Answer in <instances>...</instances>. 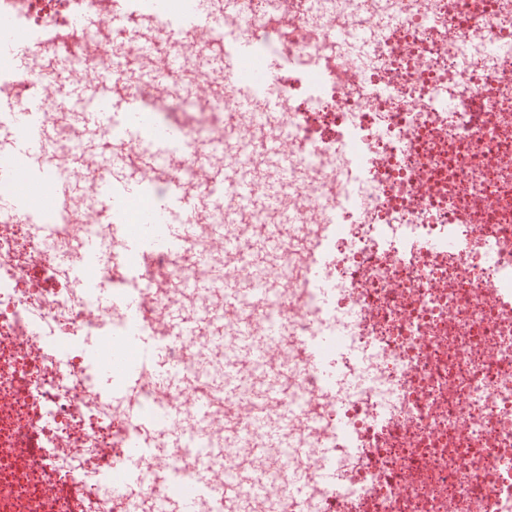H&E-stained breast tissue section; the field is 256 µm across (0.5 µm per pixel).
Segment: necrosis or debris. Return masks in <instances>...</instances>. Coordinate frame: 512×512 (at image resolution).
<instances>
[{
	"label": "necrosis or debris",
	"mask_w": 512,
	"mask_h": 512,
	"mask_svg": "<svg viewBox=\"0 0 512 512\" xmlns=\"http://www.w3.org/2000/svg\"><path fill=\"white\" fill-rule=\"evenodd\" d=\"M234 23L260 53L293 58L272 134L311 172L290 202L298 233L338 228L328 272L341 362L368 378L318 391L301 349L316 320L302 259L283 255L262 308L292 330L271 362L293 382L309 463L335 446L338 475L311 481L300 503L273 484L258 512H512V471L496 464L512 454V0H241ZM366 29L358 77L330 34ZM166 113L184 119L192 174L190 156L230 116L194 95ZM13 194L0 177V512H166L162 484H112L134 422L84 345L119 316L60 262L107 228L79 204L43 231L3 207ZM204 274L154 257L144 316L158 336L168 310L222 309L175 285Z\"/></svg>",
	"instance_id": "necrosis-or-debris-1"
}]
</instances>
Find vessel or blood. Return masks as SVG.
I'll use <instances>...</instances> for the list:
<instances>
[{
	"instance_id": "1",
	"label": "vessel or blood",
	"mask_w": 512,
	"mask_h": 512,
	"mask_svg": "<svg viewBox=\"0 0 512 512\" xmlns=\"http://www.w3.org/2000/svg\"><path fill=\"white\" fill-rule=\"evenodd\" d=\"M105 2L102 11H75L68 25L75 31L93 27L115 31L108 45V66L100 70L94 85L66 90L52 100L41 76L59 74L67 55L55 38L32 39L9 19L0 18V60L8 63L14 83L27 90L21 100L0 97V114L6 115L10 131L0 151L13 161L16 193L12 204L54 221L68 217L75 200L84 196L70 175L82 164L83 156L72 154L61 161L53 158L52 135L44 122L46 110L60 113L90 140L100 136L105 124L117 123L119 135L107 154L110 172L98 180L92 196L84 197L110 229L112 268L124 277V284L116 286L98 276L97 240L84 238L76 246L81 283L99 302L111 304L124 325L121 335L97 338L100 368L115 384L120 398H134L148 383L161 390H190L201 382L207 386L206 394L189 408H169L164 419L150 411L138 412L139 435L130 442L118 475L129 482L144 477L146 464L155 453L147 440L151 432L167 431L178 446L193 435L208 438L215 404L221 401L229 408L224 415V440L191 449L194 473L172 486L167 512H197L204 501L215 504L219 512H246L249 501L263 500L269 490L267 478L251 468V461L266 458L279 448L295 457L305 454L292 436L293 416L286 409L293 398L291 383L269 365L270 348L280 342L284 321L265 320L256 308L235 324L232 334L224 335L209 319L180 310L170 318L167 340H160L143 317L142 269L161 253L177 263L210 266V252L197 245V222L200 214L220 211L224 220L211 225L210 233L223 242L225 265L196 281V288L222 292L225 310H236L254 296L255 281L229 276L228 265L266 269L278 255L280 244L289 242L307 258L303 275L317 307L335 308L336 290L328 280L319 246L280 221L289 191L306 177L281 143L265 134L279 111V101L271 92L288 59L277 53L259 54L254 41L242 34L221 51L189 58L182 54V46L192 42L201 29L223 25L225 17L237 14L240 0H181L173 13L167 0H155L136 17L131 16L127 0ZM163 19L170 22L166 29L170 48L164 53L158 51L155 39ZM215 74L231 79L233 86H217L210 97L211 107L255 118L252 147L277 162L266 185H258L243 159L218 158L206 148L195 157L199 182L184 180L175 168L157 166L159 155L184 142L186 129L176 121L153 120L144 90H152L154 104L161 108L168 97L188 93L198 78ZM246 209L268 217L267 223L250 235L243 232L242 212ZM198 336L208 355L188 371L171 357L167 345ZM342 340V335L329 327L305 340L308 365L323 392H334L345 378L334 358ZM241 407L248 414L244 427L238 424ZM235 447L242 448L246 462L224 486H217L216 474Z\"/></svg>"
}]
</instances>
